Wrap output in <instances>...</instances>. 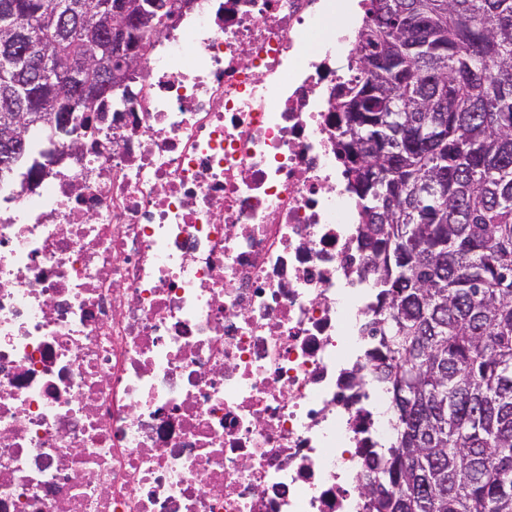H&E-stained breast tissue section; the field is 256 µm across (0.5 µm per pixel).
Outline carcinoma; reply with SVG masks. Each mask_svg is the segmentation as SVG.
I'll return each instance as SVG.
<instances>
[{
  "instance_id": "carcinoma-1",
  "label": "carcinoma",
  "mask_w": 512,
  "mask_h": 512,
  "mask_svg": "<svg viewBox=\"0 0 512 512\" xmlns=\"http://www.w3.org/2000/svg\"><path fill=\"white\" fill-rule=\"evenodd\" d=\"M22 28L54 63L33 83L6 57ZM336 88V150L371 257L361 334L392 438L364 452L363 512H512V0H364ZM101 0H0V123L43 114L0 148V186L32 180L76 125L52 122L81 81Z\"/></svg>"
}]
</instances>
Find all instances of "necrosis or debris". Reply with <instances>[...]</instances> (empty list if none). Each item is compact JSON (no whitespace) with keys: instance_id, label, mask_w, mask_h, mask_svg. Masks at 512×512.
Masks as SVG:
<instances>
[{"instance_id":"necrosis-or-debris-1","label":"necrosis or debris","mask_w":512,"mask_h":512,"mask_svg":"<svg viewBox=\"0 0 512 512\" xmlns=\"http://www.w3.org/2000/svg\"><path fill=\"white\" fill-rule=\"evenodd\" d=\"M347 0H196L0 199V512H359Z\"/></svg>"}]
</instances>
